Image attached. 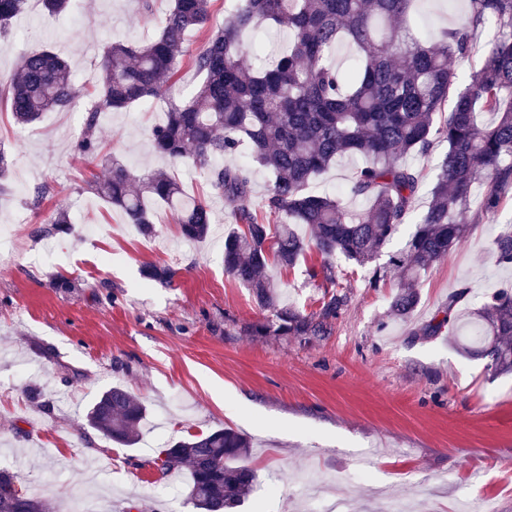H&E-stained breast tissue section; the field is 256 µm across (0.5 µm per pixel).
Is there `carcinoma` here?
I'll return each instance as SVG.
<instances>
[{"instance_id": "obj_1", "label": "carcinoma", "mask_w": 512, "mask_h": 512, "mask_svg": "<svg viewBox=\"0 0 512 512\" xmlns=\"http://www.w3.org/2000/svg\"><path fill=\"white\" fill-rule=\"evenodd\" d=\"M73 2L41 0L54 16L67 13ZM415 2L237 0L204 48L191 54L201 81L191 96L176 102L168 83L188 54L186 35L212 26V13L211 0H173L153 39L104 47L75 151L98 156L94 133L102 114L132 109L149 97L167 99L163 120L151 130L153 147L170 161L190 160L207 174L212 191L234 204V224L224 233V270L271 313L251 327V334L310 343L325 336L348 307L331 259L340 255L366 268L381 256L412 211L424 178V171L404 157L424 158L434 141L446 143L415 231L383 268L373 269L370 280L373 286L383 280V269L399 273L389 316L409 324L420 302L421 277L464 239L471 200L480 198L481 214L491 222L512 204V0H469L468 15L459 24L428 39L411 25ZM26 5L27 0H0L1 39ZM489 20L498 23V34L462 81L451 60L472 53L473 30ZM270 25L288 30V47L265 68L246 67L244 55L257 46L244 35ZM341 42L354 50L348 70L333 60ZM76 94L68 61L49 47L21 54L13 75L0 81V104L20 127L37 123L47 112L69 110ZM485 113L491 121L480 120ZM241 149L270 176L267 207L279 218L274 228L253 212L249 169L224 165V156ZM346 154L367 158L346 186V194L366 202L356 216L338 197L310 190ZM102 165L106 175L89 189L120 210L140 234H155L151 206L164 205L177 213L184 238H207L210 206L174 176L163 170L137 174L111 155ZM300 225L310 237L298 233ZM70 229L68 210L58 207L40 233ZM312 249L323 261L309 270L310 278H322L334 292L324 293L319 310L307 313L283 303L268 268H292ZM494 250L500 265L512 266V229L497 235ZM142 275L169 284L176 272L146 264ZM470 294L468 287L459 289L412 334L446 332L464 353L487 360L494 374L512 373V292H495L475 309L466 307ZM146 416L141 402L113 386L90 404L85 420L109 441L133 446ZM249 448L250 440L230 427L191 435L162 449L160 470L168 475L187 468L193 507L229 512L255 486ZM50 510L49 503L26 491H0V512Z\"/></svg>"}]
</instances>
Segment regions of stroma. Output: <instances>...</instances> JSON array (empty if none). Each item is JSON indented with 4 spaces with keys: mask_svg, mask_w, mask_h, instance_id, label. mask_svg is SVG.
<instances>
[{
    "mask_svg": "<svg viewBox=\"0 0 512 512\" xmlns=\"http://www.w3.org/2000/svg\"><path fill=\"white\" fill-rule=\"evenodd\" d=\"M72 14L45 16L28 0L0 46V79L21 53L51 42L69 57L80 90L69 112L48 113L20 130L0 106V145L14 159L0 225L20 223L14 250L0 253V469L19 487L63 512L74 480L94 476L93 512H158L151 483L172 480L178 512L187 505V475L165 477L154 463L171 441L231 427L249 436L258 483L238 512H302L296 480L312 472L324 496L354 512H380L386 499L411 501L418 512H457L460 502L487 494L495 512H512V375L492 376L484 360L461 355L445 337L415 336L450 295L472 289L470 306L512 289L493 250L512 224V206L486 222L471 203L461 246L436 264L420 288L412 324L387 316L393 281L369 283V271L336 258L350 296L328 336L304 343L253 336L264 321L248 288L224 271V233L232 207L189 164L158 157L150 130L162 103L106 114L96 132L99 152L131 168L162 169L210 206L213 224L201 242L183 239L174 211H154L156 234L140 235L123 215L87 189L104 170L75 154L84 109L94 92L97 61L107 41L152 37L170 0H78ZM467 0H419L416 21L427 32L454 27ZM359 156L344 157L311 186L341 196L351 213L361 199L345 195ZM49 184L33 207L29 191ZM66 208L69 233L41 234L46 219ZM54 259H45L44 243ZM153 262L177 271L172 284L150 282ZM308 252L293 268L270 267L288 304L313 312L324 293L308 275L320 265ZM72 281L69 289L56 279ZM113 386L148 410L140 443L124 448L84 426L89 404ZM42 392L43 405L28 398Z\"/></svg>",
    "mask_w": 512,
    "mask_h": 512,
    "instance_id": "35a3bbf8",
    "label": "stroma"
}]
</instances>
